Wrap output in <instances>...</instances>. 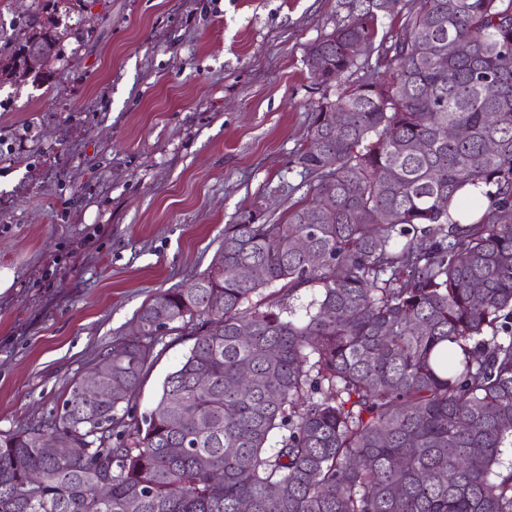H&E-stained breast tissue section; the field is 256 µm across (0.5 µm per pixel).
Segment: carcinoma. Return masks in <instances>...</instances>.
<instances>
[{
	"instance_id": "carcinoma-1",
	"label": "carcinoma",
	"mask_w": 512,
	"mask_h": 512,
	"mask_svg": "<svg viewBox=\"0 0 512 512\" xmlns=\"http://www.w3.org/2000/svg\"><path fill=\"white\" fill-rule=\"evenodd\" d=\"M399 2L337 0L307 51L336 95L294 160L303 199L280 222L224 225L206 272L138 309L140 335L102 357L123 393L79 378L49 421L0 436V512H512V0ZM395 13L401 31L378 35ZM20 30L0 82L63 56L51 20ZM34 42L52 51L29 65ZM248 264L263 276L240 279ZM313 287L305 318L284 316ZM177 328L192 344L138 420Z\"/></svg>"
}]
</instances>
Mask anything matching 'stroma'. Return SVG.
I'll use <instances>...</instances> for the list:
<instances>
[{"label": "stroma", "instance_id": "stroma-1", "mask_svg": "<svg viewBox=\"0 0 512 512\" xmlns=\"http://www.w3.org/2000/svg\"><path fill=\"white\" fill-rule=\"evenodd\" d=\"M64 33L48 79L0 85V433L37 426L156 293L209 267L249 211L284 219L323 89L310 43L336 0H0V53L31 11ZM170 332L134 415L187 353Z\"/></svg>", "mask_w": 512, "mask_h": 512}]
</instances>
